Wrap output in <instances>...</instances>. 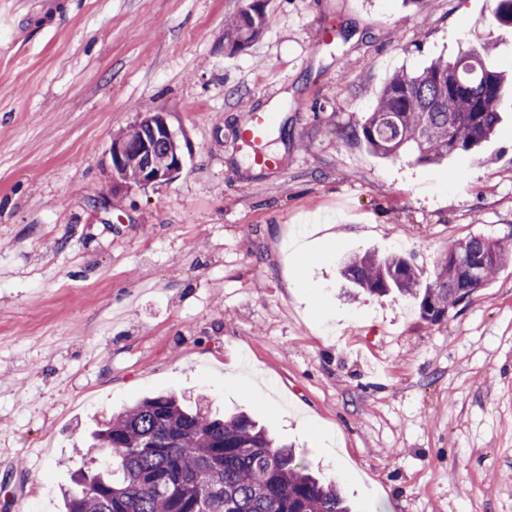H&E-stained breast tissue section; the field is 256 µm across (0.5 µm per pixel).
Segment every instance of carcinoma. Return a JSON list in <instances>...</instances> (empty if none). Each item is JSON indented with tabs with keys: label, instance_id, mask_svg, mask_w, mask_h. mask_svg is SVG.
<instances>
[{
	"label": "carcinoma",
	"instance_id": "obj_1",
	"mask_svg": "<svg viewBox=\"0 0 512 512\" xmlns=\"http://www.w3.org/2000/svg\"><path fill=\"white\" fill-rule=\"evenodd\" d=\"M482 22L512 28V0H492ZM262 25L248 3L227 20L224 38L241 47ZM507 94L496 47L469 45L421 73H394L359 135L381 158L409 150L417 163H439L490 139ZM511 255L512 235L474 236L448 247L425 285L409 259L392 253L353 255L343 275L353 288L416 301L434 324L488 286ZM94 440L111 465L80 472L63 494L64 512H349L340 489L310 473L294 448L203 399L186 406L174 394L147 397L104 422Z\"/></svg>",
	"mask_w": 512,
	"mask_h": 512
}]
</instances>
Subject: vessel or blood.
Listing matches in <instances>:
<instances>
[{"instance_id": "1", "label": "vessel or blood", "mask_w": 512, "mask_h": 512, "mask_svg": "<svg viewBox=\"0 0 512 512\" xmlns=\"http://www.w3.org/2000/svg\"><path fill=\"white\" fill-rule=\"evenodd\" d=\"M68 6L69 0H0V47L26 42L31 20L43 26L54 24Z\"/></svg>"}]
</instances>
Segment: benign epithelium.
I'll use <instances>...</instances> for the list:
<instances>
[{"instance_id": "7a95c632", "label": "benign epithelium", "mask_w": 512, "mask_h": 512, "mask_svg": "<svg viewBox=\"0 0 512 512\" xmlns=\"http://www.w3.org/2000/svg\"><path fill=\"white\" fill-rule=\"evenodd\" d=\"M138 122L146 128L147 135L135 143L115 140L111 142L107 152L112 173V189L119 192L127 189L124 174L132 167L139 170L137 185L145 188L173 181L185 163L184 144L164 113L144 112ZM160 140L167 142L169 146L163 156L156 155L155 150L156 143Z\"/></svg>"}]
</instances>
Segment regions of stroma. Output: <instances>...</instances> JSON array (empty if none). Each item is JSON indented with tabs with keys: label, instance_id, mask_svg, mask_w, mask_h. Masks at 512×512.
Returning a JSON list of instances; mask_svg holds the SVG:
<instances>
[{
	"label": "stroma",
	"instance_id": "35a3bbf8",
	"mask_svg": "<svg viewBox=\"0 0 512 512\" xmlns=\"http://www.w3.org/2000/svg\"><path fill=\"white\" fill-rule=\"evenodd\" d=\"M77 0L0 59V512H62L91 430L175 391L246 412L353 512H512V260L440 322L353 293L352 254L512 229V97L477 153L389 161L351 131L397 71L496 45L489 0ZM159 110L190 150L108 210L106 150ZM275 115L276 164L241 137ZM251 2L262 12L259 1H250L224 25V39L237 47H242L244 43L256 38L262 30L263 15Z\"/></svg>",
	"mask_w": 512,
	"mask_h": 512
}]
</instances>
